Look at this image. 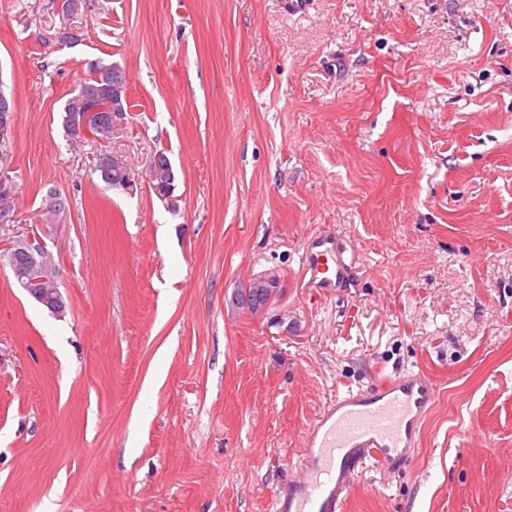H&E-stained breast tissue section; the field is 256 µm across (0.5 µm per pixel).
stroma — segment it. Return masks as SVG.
I'll use <instances>...</instances> for the list:
<instances>
[{
	"instance_id": "obj_1",
	"label": "stroma",
	"mask_w": 512,
	"mask_h": 512,
	"mask_svg": "<svg viewBox=\"0 0 512 512\" xmlns=\"http://www.w3.org/2000/svg\"><path fill=\"white\" fill-rule=\"evenodd\" d=\"M61 4L0 0V240L39 237L66 304L0 266V512H274L319 411L405 370L439 386L414 457L345 512H512V0ZM105 56L135 106L77 145L62 110ZM316 230L356 241L352 288L308 287ZM0 164H7L11 153V129L14 123V107L0 90ZM104 163H112V167L124 166V163L120 161L118 158H116L113 154L112 156H109V159H105ZM112 167H100L97 159V164L94 167V171L99 172L101 180L107 183L108 185L114 188H122L125 191L128 190V183H134V180L129 178L130 173L128 172L127 167L119 170L114 169ZM55 261L53 255H51L50 263L41 271L42 277L46 279L44 286L46 288H25L28 294L38 303L47 307L50 311L54 313H59L62 309L64 310L65 304L62 300L59 292V284L56 279L55 272ZM53 301V304L51 303Z\"/></svg>"
}]
</instances>
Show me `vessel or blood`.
<instances>
[{
    "label": "vessel or blood",
    "mask_w": 512,
    "mask_h": 512,
    "mask_svg": "<svg viewBox=\"0 0 512 512\" xmlns=\"http://www.w3.org/2000/svg\"><path fill=\"white\" fill-rule=\"evenodd\" d=\"M301 263L308 287L331 291L346 287L355 256L324 231L307 237ZM437 395L420 371L337 395L306 434L298 470L288 491L276 496L275 512H342L358 467L371 461L389 469L409 457Z\"/></svg>",
    "instance_id": "1"
}]
</instances>
